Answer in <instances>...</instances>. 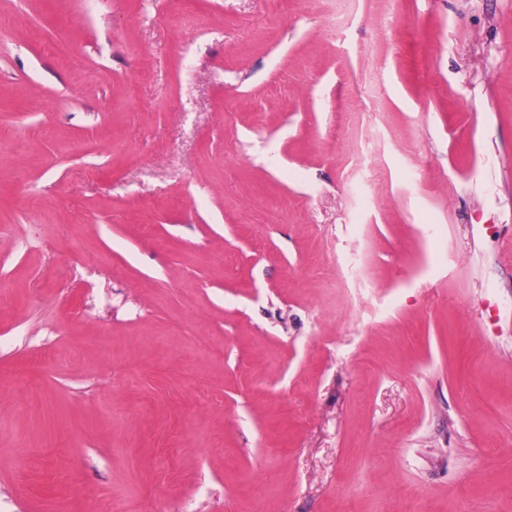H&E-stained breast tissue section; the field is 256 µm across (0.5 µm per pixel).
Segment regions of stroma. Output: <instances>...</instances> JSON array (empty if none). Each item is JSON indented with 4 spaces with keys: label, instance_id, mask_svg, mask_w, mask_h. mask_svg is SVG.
<instances>
[{
    "label": "stroma",
    "instance_id": "obj_1",
    "mask_svg": "<svg viewBox=\"0 0 512 512\" xmlns=\"http://www.w3.org/2000/svg\"><path fill=\"white\" fill-rule=\"evenodd\" d=\"M0 512H512V0H0Z\"/></svg>",
    "mask_w": 512,
    "mask_h": 512
}]
</instances>
